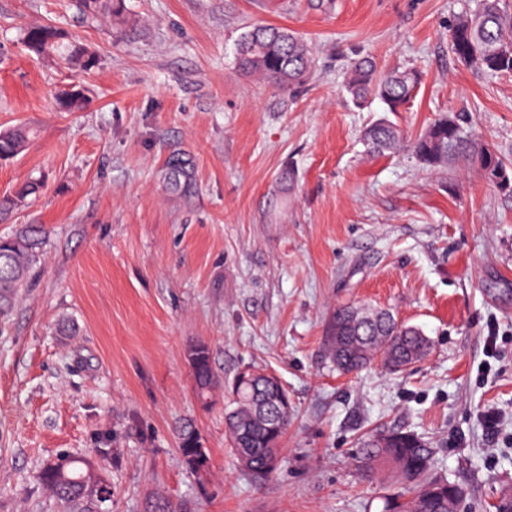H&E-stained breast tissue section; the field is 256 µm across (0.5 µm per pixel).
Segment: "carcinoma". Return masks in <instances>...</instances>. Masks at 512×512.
<instances>
[{
  "label": "carcinoma",
  "instance_id": "1",
  "mask_svg": "<svg viewBox=\"0 0 512 512\" xmlns=\"http://www.w3.org/2000/svg\"><path fill=\"white\" fill-rule=\"evenodd\" d=\"M86 19L116 18L125 11L124 0H75ZM449 46L463 63L493 74L512 73V14L500 7V0H482L481 8L463 14L449 29ZM22 44L37 56L56 55L68 64L87 69L93 58L86 48L52 25H36L24 30ZM239 66L259 74L269 84L292 91L308 79L313 67L312 47L294 33L278 26L260 24L244 33L238 49ZM420 83L412 70L377 71L368 57L352 60L345 73V88L352 101L364 105L379 99L388 112H397L414 95ZM81 90L60 94V104L67 111L82 108ZM33 136L24 125L0 131V159L22 153ZM364 140L372 153H384L403 145L424 166H441L462 156L476 162L489 181L497 173L506 178L499 185L512 184V169L486 143L473 137L469 118L464 113L443 114L433 120L418 136L404 141L400 129L387 120L368 127ZM189 163L180 155L169 158L171 186H180L189 179ZM40 183L28 181L14 193L0 196V223L9 220L25 198L35 195ZM46 239L40 227L22 224L0 237V318H5L29 288L31 277L44 258ZM356 305H342L331 314L326 335L332 342V362L342 373L362 370L374 363L390 371H399L427 358L431 342L423 332L398 321L387 310H374L379 319L371 324L355 314ZM195 393L206 396L216 384L211 352L204 342H197L187 352ZM237 393L230 402L226 424L232 430L231 442L236 457L248 461L247 471L264 476L270 467L273 446L281 443L290 426L294 408L279 405L270 419L260 424L257 407L264 399V386L258 380L228 393ZM370 435L360 442L356 467L364 479L375 477L379 467L389 464L397 480L409 486L412 496L389 497L384 512H453L455 502L466 499V490L459 484L437 475L438 461L423 439L404 430ZM201 437L192 427H184L179 437V453L183 464L201 476L207 468L199 463ZM36 480L51 493L59 512H112V487L99 478L90 461L61 454L44 464Z\"/></svg>",
  "mask_w": 512,
  "mask_h": 512
}]
</instances>
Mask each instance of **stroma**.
<instances>
[{
    "label": "stroma",
    "mask_w": 512,
    "mask_h": 512,
    "mask_svg": "<svg viewBox=\"0 0 512 512\" xmlns=\"http://www.w3.org/2000/svg\"><path fill=\"white\" fill-rule=\"evenodd\" d=\"M122 25L73 0H0V127L34 131L0 161V195H40L15 215L49 242L26 298L0 326V512H57L35 480L60 452L95 454L112 512H382L408 495L391 470L362 480V437L403 428L467 491L463 512L512 493V192L476 165L422 166L408 149L369 156L367 127L418 135L465 112L512 162V75L458 61L449 29L478 0H126ZM257 23L302 35L308 81L281 91L237 65ZM52 24L95 56L80 70L30 54L22 28ZM413 67L403 111L356 107L352 59ZM80 85L78 112L58 93ZM190 158L187 187L168 158ZM291 183H283L284 172ZM342 304L391 310L432 343L392 373L339 374L325 328ZM72 318L76 333H56ZM496 337L488 351L487 337ZM206 342L219 385L193 391L188 348ZM277 374L295 419L269 475L243 471L227 441L224 384ZM502 416L488 443L480 415ZM192 426L210 458L181 462ZM201 443V437L193 430L191 426H185L179 437V453L183 464L190 471L196 473L199 476H203L208 470L209 456L207 449L203 448L205 455L207 456V467H202L199 463L200 452L198 448Z\"/></svg>",
    "instance_id": "35a3bbf8"
}]
</instances>
